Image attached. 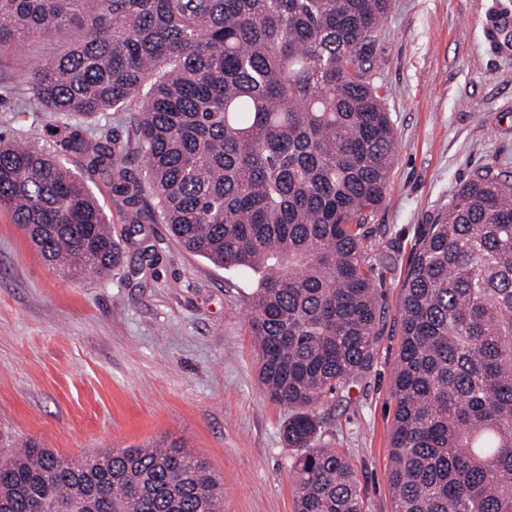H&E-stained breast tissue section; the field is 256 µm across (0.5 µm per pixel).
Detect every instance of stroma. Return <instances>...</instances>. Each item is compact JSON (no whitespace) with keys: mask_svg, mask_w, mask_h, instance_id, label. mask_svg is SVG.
Wrapping results in <instances>:
<instances>
[{"mask_svg":"<svg viewBox=\"0 0 512 512\" xmlns=\"http://www.w3.org/2000/svg\"><path fill=\"white\" fill-rule=\"evenodd\" d=\"M491 12L512 14V0H390L377 33L372 77L398 139L386 199L370 220L388 256L376 282L384 318L371 368L320 408L322 439L354 466L363 512L395 510L393 378L412 248L474 171L512 174V47L484 45ZM78 36L62 29L0 52V128L41 144L61 137L62 117L15 108L34 65ZM86 180L126 251L110 273L49 269L0 210V453L34 441L75 460L164 437L209 463L224 512H294L297 451L281 436L292 410L257 380L253 275L186 251L162 224L148 225L146 241L128 240L120 198L99 174Z\"/></svg>","mask_w":512,"mask_h":512,"instance_id":"35a3bbf8","label":"stroma"}]
</instances>
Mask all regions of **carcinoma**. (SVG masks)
Returning a JSON list of instances; mask_svg holds the SVG:
<instances>
[{"label": "carcinoma", "mask_w": 512, "mask_h": 512, "mask_svg": "<svg viewBox=\"0 0 512 512\" xmlns=\"http://www.w3.org/2000/svg\"><path fill=\"white\" fill-rule=\"evenodd\" d=\"M388 0H0V51L80 37L37 65L26 112L57 146L0 133V208L48 265L107 274L120 242L82 175L122 196L131 234L251 272L258 382L295 512H362L353 465L318 445L319 406L373 361L384 202L397 136L371 81ZM132 112L123 137L83 119ZM138 158L141 166H130ZM388 483L396 512H512V177L476 172L415 243L402 281ZM223 512V484L176 440L66 462L37 442L0 462V512Z\"/></svg>", "instance_id": "obj_1"}]
</instances>
